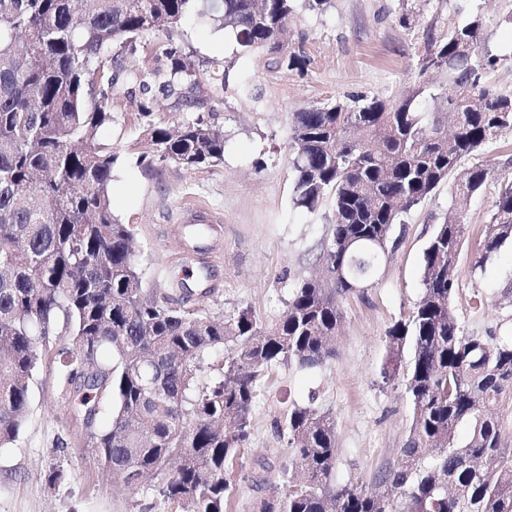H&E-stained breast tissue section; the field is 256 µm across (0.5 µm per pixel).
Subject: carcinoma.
Listing matches in <instances>:
<instances>
[{"label":"carcinoma","mask_w":512,"mask_h":512,"mask_svg":"<svg viewBox=\"0 0 512 512\" xmlns=\"http://www.w3.org/2000/svg\"><path fill=\"white\" fill-rule=\"evenodd\" d=\"M331 0H0V447L13 443L30 408V381L59 320L72 347L62 361L76 413L91 426L97 400L110 422L89 446L108 457L126 488L130 474L163 475L160 493L183 512H225L233 461L249 437L257 384L282 362L302 368L333 354L345 280L371 285L393 226L454 175L448 214L423 252V293L386 332L383 382L403 379L412 423L386 490L335 482L336 423L308 407L288 410L282 491L257 512H512V448L502 447L499 409L512 397V338L461 334L451 275L464 244L469 199L494 178L462 158L512 135V94L487 82L501 58L489 46L501 20L473 5L458 21L438 8L421 30L414 81L393 97L312 104L293 113V201L314 211L332 195L335 224L321 242L322 273L299 281L280 322L246 309L216 317L185 308L143 284L133 231L112 211L118 155L99 129L137 98L140 163L186 169L224 161V131L204 117L170 128L155 120L158 94L170 111L224 101V71L197 81L173 39L191 17L233 34L236 53L262 52L268 66L302 75L313 64L306 37L284 34L297 11L325 14ZM413 6L397 21L414 29ZM117 46L118 52L110 51ZM484 226L485 255L512 240V181ZM414 351L402 365L406 344ZM217 382L198 387L207 353ZM467 422L462 442L455 429Z\"/></svg>","instance_id":"carcinoma-1"}]
</instances>
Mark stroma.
<instances>
[{"mask_svg":"<svg viewBox=\"0 0 512 512\" xmlns=\"http://www.w3.org/2000/svg\"><path fill=\"white\" fill-rule=\"evenodd\" d=\"M398 0H333L322 16L301 12L292 36L303 35L314 57L305 75L272 70L241 56L222 30L186 23L184 39L208 75L217 66L228 88L215 121L224 131V162L184 169L160 160L139 165L137 133L113 124L99 143L118 156L111 187L113 211L131 225L146 287L189 307L229 316L250 310L264 325L279 322L298 279L318 266L320 243L334 222L330 202L315 211L295 207L290 128L308 105L356 95L388 96L413 78L422 45L399 26ZM249 84L250 93L240 91ZM499 185L485 184L468 206L465 245L453 275L451 306L463 334L512 336V242L483 252V229ZM450 184L395 225L396 248L381 262L371 286L346 294L335 354L307 369L281 363L260 381L250 436L233 469L229 512H255L281 482L288 461L286 438L276 428L291 406L330 412L336 421L337 483L371 490L395 467L412 420L403 383L380 375L386 332L407 316L423 292L421 259L435 226L448 210ZM212 226L194 251L188 226L196 214ZM31 383L27 420L15 442L0 447V512H180L161 497L162 476L132 491L117 486L90 454V433L74 413L62 375L63 325L46 339Z\"/></svg>","mask_w":512,"mask_h":512,"instance_id":"35a3bbf8","label":"stroma"}]
</instances>
